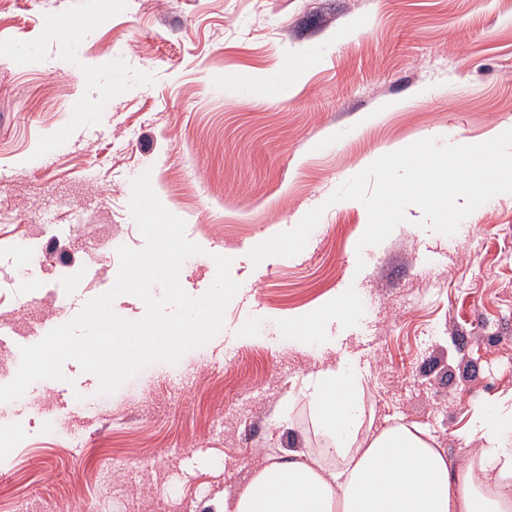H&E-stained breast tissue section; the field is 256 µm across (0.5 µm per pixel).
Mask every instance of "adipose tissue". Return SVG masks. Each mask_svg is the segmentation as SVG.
Returning <instances> with one entry per match:
<instances>
[{
  "instance_id": "obj_1",
  "label": "adipose tissue",
  "mask_w": 512,
  "mask_h": 512,
  "mask_svg": "<svg viewBox=\"0 0 512 512\" xmlns=\"http://www.w3.org/2000/svg\"><path fill=\"white\" fill-rule=\"evenodd\" d=\"M305 396L330 442L325 462L301 450L258 469L224 512H512V403L471 412L467 440L450 460L420 430L398 423L361 436V377L346 359L311 374Z\"/></svg>"
}]
</instances>
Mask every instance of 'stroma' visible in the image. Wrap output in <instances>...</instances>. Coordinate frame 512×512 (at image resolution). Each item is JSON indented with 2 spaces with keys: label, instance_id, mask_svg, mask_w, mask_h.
<instances>
[{
  "label": "stroma",
  "instance_id": "stroma-1",
  "mask_svg": "<svg viewBox=\"0 0 512 512\" xmlns=\"http://www.w3.org/2000/svg\"><path fill=\"white\" fill-rule=\"evenodd\" d=\"M71 18V35L52 22ZM32 58L16 68L14 53ZM117 59L110 72L102 66ZM100 73L83 83L78 68ZM261 81L257 100L241 85ZM101 118L88 124L86 98ZM401 101L388 112L382 105ZM374 114L362 124L364 114ZM512 124V0H9L0 11V248L42 253L46 289L0 290V321H56L143 247L134 174L240 288L220 334L146 366L109 403L59 409L53 382L0 402V512H218L254 471L325 446L302 397L322 364L352 359L362 432L414 424L461 461L473 408L512 392V194L453 235L422 212L359 248L368 214L333 192L402 142L487 141ZM324 213L305 248L256 265L257 244ZM346 290L355 314L317 340L292 319ZM289 405L287 419L271 417Z\"/></svg>",
  "mask_w": 512,
  "mask_h": 512
}]
</instances>
